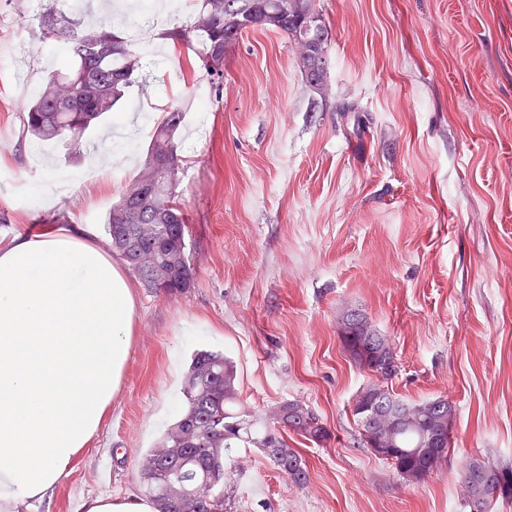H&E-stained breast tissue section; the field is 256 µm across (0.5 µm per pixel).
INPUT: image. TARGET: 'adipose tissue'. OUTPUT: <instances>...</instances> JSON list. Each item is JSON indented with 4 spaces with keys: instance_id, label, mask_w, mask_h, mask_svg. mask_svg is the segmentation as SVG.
Returning <instances> with one entry per match:
<instances>
[{
    "instance_id": "obj_1",
    "label": "adipose tissue",
    "mask_w": 512,
    "mask_h": 512,
    "mask_svg": "<svg viewBox=\"0 0 512 512\" xmlns=\"http://www.w3.org/2000/svg\"><path fill=\"white\" fill-rule=\"evenodd\" d=\"M135 333L122 262L91 225L0 248V512L51 501L111 412Z\"/></svg>"
}]
</instances>
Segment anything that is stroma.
Masks as SVG:
<instances>
[{
  "label": "stroma",
  "instance_id": "1",
  "mask_svg": "<svg viewBox=\"0 0 512 512\" xmlns=\"http://www.w3.org/2000/svg\"><path fill=\"white\" fill-rule=\"evenodd\" d=\"M331 33L330 93L306 90L288 40L249 30L214 81L194 50L156 36L145 83L119 112L144 159L160 114L184 111L175 193L195 275L183 295L136 286L125 382L97 439L38 512H75L106 490L140 496L139 449L183 407L182 375L198 349L236 364L241 399L263 413L306 405L321 445L291 433L308 480L295 486L255 448L225 465L232 512H470L462 466L512 468V0H317ZM32 0H0V244L54 224L104 232L135 166L106 128L83 136L112 151V183L81 178L85 160L45 145L34 165L6 55L17 42L32 83L53 66ZM206 101L208 121L195 111ZM354 104L351 112L339 103ZM48 210L21 209L35 185ZM359 311L390 340L387 386L414 404L443 397L455 418L448 463L408 483L361 443L351 409L374 383L344 350L340 322Z\"/></svg>",
  "mask_w": 512,
  "mask_h": 512
}]
</instances>
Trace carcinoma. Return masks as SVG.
I'll return each instance as SVG.
<instances>
[{
    "label": "carcinoma",
    "mask_w": 512,
    "mask_h": 512,
    "mask_svg": "<svg viewBox=\"0 0 512 512\" xmlns=\"http://www.w3.org/2000/svg\"><path fill=\"white\" fill-rule=\"evenodd\" d=\"M41 42L65 47L58 68L45 78L37 97L22 103L26 131L43 140L67 144L81 154L82 135L114 112L135 83L139 51L102 24L84 25L49 0L37 16ZM261 28L282 34L296 47L305 87L324 98L329 93V31L316 0H201L193 22L162 33L172 41L196 42L203 66L224 77V53L242 33ZM183 109L170 108L154 130L146 156L123 188L106 221L110 245L141 284L168 297L194 285L185 241L187 217L175 200L180 159L173 143ZM169 150L173 162L161 159ZM359 367L387 380L398 370L387 337L371 329L363 316L349 313L340 336ZM184 406L141 460L139 483L155 512H230L224 457L235 448L253 447L295 485L307 481L306 463L288 445L283 431L316 444L329 439L317 416L298 402H285L256 416L240 400L234 362L219 351L194 354L184 381ZM353 415L369 448L408 483H418L448 461L454 407L444 398L408 404L373 383L354 399ZM470 512H488L494 499L512 500V470L478 458L463 466Z\"/></svg>",
    "instance_id": "cac0c4a2"
}]
</instances>
